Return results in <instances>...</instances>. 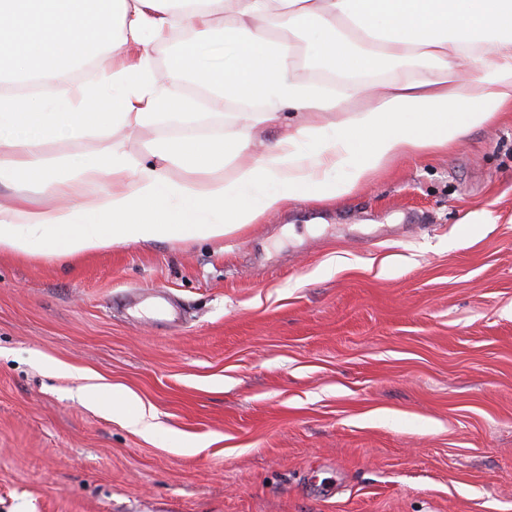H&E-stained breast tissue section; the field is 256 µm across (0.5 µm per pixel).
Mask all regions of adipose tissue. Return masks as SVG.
Listing matches in <instances>:
<instances>
[{
  "label": "adipose tissue",
  "mask_w": 512,
  "mask_h": 512,
  "mask_svg": "<svg viewBox=\"0 0 512 512\" xmlns=\"http://www.w3.org/2000/svg\"><path fill=\"white\" fill-rule=\"evenodd\" d=\"M189 25L194 39L158 76L149 41ZM303 29L306 54L351 76L338 90L296 75V54L272 28ZM418 56L429 69L378 85L359 75ZM99 66L75 83L77 66ZM194 77L224 100L243 104L222 140L184 137L151 147V162L120 144L53 162L45 143L90 128L149 126L164 116H190L178 91ZM44 79V99L15 84ZM102 99L106 112L86 111ZM512 110V0H0V184L33 185L52 197L80 184L103 185L71 207L0 205V253L69 257L126 243L217 240L285 202L332 201L353 193L390 160L461 142L474 128ZM302 121L261 154L256 130L282 111ZM338 112L333 124L318 113ZM231 180L218 178L228 158ZM186 171L171 179L169 167ZM209 173L207 183L194 175ZM94 400L123 409L137 431H155L154 416L110 388Z\"/></svg>",
  "instance_id": "ef3b65f1"
}]
</instances>
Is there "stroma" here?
<instances>
[{
  "mask_svg": "<svg viewBox=\"0 0 512 512\" xmlns=\"http://www.w3.org/2000/svg\"><path fill=\"white\" fill-rule=\"evenodd\" d=\"M0 512H512V112L221 240L0 254ZM94 400L108 409H123L129 424L143 434L152 433L156 429L154 415L151 412L134 403L127 395L114 391L113 388H97L94 391Z\"/></svg>",
  "mask_w": 512,
  "mask_h": 512,
  "instance_id": "1",
  "label": "stroma"
}]
</instances>
